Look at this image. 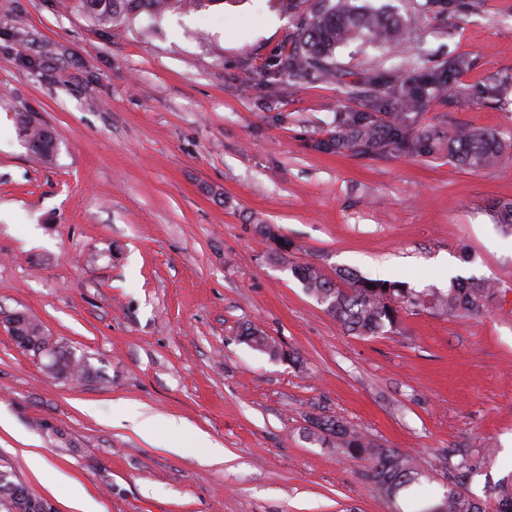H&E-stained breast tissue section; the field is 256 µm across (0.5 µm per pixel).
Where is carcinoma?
Masks as SVG:
<instances>
[{
	"label": "carcinoma",
	"instance_id": "carcinoma-1",
	"mask_svg": "<svg viewBox=\"0 0 512 512\" xmlns=\"http://www.w3.org/2000/svg\"><path fill=\"white\" fill-rule=\"evenodd\" d=\"M215 0H80L81 7L96 20L113 22L140 13L158 18L178 5L204 10ZM318 9L307 7L308 0H286V9L296 15L297 35L291 51L276 62L277 72L294 78L308 70L325 77L336 76L331 59L336 46L354 39L385 44L405 41L410 31L395 16L376 11H363L350 0H323ZM470 67L462 55L449 58L429 69H414L395 78L386 86L381 104L388 108L382 120L374 112H347L336 133L319 142L316 148L341 153L386 156L397 154L430 155L442 150L441 142L429 130H416L409 123L410 115L427 109L431 99L457 84L458 77ZM22 132L31 150L44 159L57 150L53 132L43 125L20 120ZM512 143L505 144L492 133L456 126L448 130V160L463 169L481 171L498 164ZM294 277L305 292L348 333L356 336H384L394 332L400 313H422L457 318L483 315L496 299L498 284L470 278L464 282H449L446 288L430 286L411 288L403 282L374 280L349 270L336 272L329 278L314 264H289ZM240 338L250 347L262 351L274 360L286 355L283 347L258 328L246 326ZM69 363L70 374L86 378L95 373L82 359L61 356ZM308 439L336 449L345 457L362 464L365 476L388 496L395 499L404 490L413 491V512H512V475L492 486H485L486 499L475 496L470 488L476 465L463 456L453 461L448 452V479L438 504L430 503L432 493L423 489L422 479H430L421 463L398 448H390L345 422L332 417L312 420Z\"/></svg>",
	"mask_w": 512,
	"mask_h": 512
}]
</instances>
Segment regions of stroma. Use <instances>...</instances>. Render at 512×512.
<instances>
[{"instance_id":"obj_1","label":"stroma","mask_w":512,"mask_h":512,"mask_svg":"<svg viewBox=\"0 0 512 512\" xmlns=\"http://www.w3.org/2000/svg\"><path fill=\"white\" fill-rule=\"evenodd\" d=\"M367 2L413 37L337 47L338 83L264 81L297 34L280 0H213L157 26L0 0V470L55 512H408L307 439L315 417L433 464L437 490L452 449L476 463L475 495L512 474V230L492 217L512 201V154L472 172L444 150L316 148L375 100L364 73L451 55L470 69L414 127L512 141V0H456L441 22L426 0ZM23 114L54 133L52 159L29 149ZM292 262L418 289L484 277L506 294L476 319L407 314L396 333L358 337ZM15 311L95 375L51 377L47 355L15 345ZM249 324L299 363L243 343Z\"/></svg>"}]
</instances>
